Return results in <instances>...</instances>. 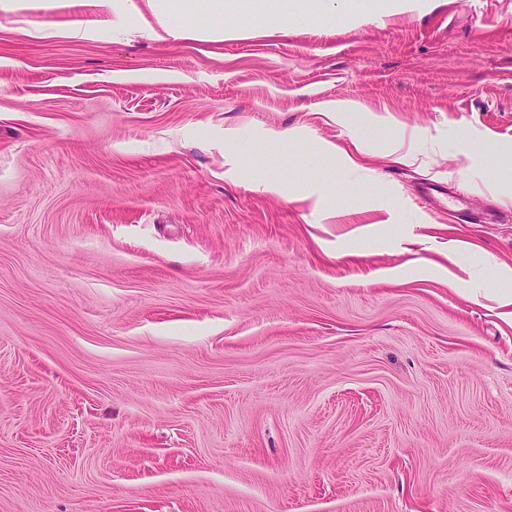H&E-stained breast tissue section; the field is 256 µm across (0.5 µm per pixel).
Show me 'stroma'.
Wrapping results in <instances>:
<instances>
[{
	"instance_id": "35a3bbf8",
	"label": "stroma",
	"mask_w": 512,
	"mask_h": 512,
	"mask_svg": "<svg viewBox=\"0 0 512 512\" xmlns=\"http://www.w3.org/2000/svg\"><path fill=\"white\" fill-rule=\"evenodd\" d=\"M137 2L0 11V512H512V0ZM161 1V2H159ZM151 5L158 29L150 28L156 39L192 38L201 41H217L224 38H237L244 35L241 29L223 27L187 28L176 22L180 12L224 13V0H148Z\"/></svg>"
}]
</instances>
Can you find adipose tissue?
<instances>
[{"label": "adipose tissue", "instance_id": "1", "mask_svg": "<svg viewBox=\"0 0 512 512\" xmlns=\"http://www.w3.org/2000/svg\"><path fill=\"white\" fill-rule=\"evenodd\" d=\"M152 7L157 27L154 31L156 39L192 38L201 41H217L239 37L238 29L223 27L187 28L177 23L180 12L190 10L220 14L224 11V0H148Z\"/></svg>", "mask_w": 512, "mask_h": 512}]
</instances>
